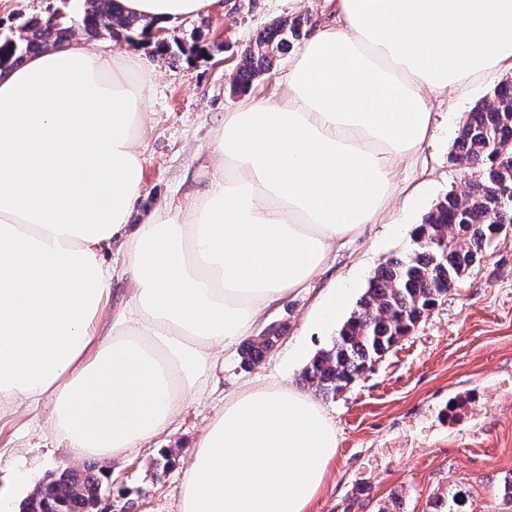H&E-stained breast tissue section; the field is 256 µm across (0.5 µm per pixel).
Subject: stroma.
I'll return each instance as SVG.
<instances>
[{
	"mask_svg": "<svg viewBox=\"0 0 512 512\" xmlns=\"http://www.w3.org/2000/svg\"><path fill=\"white\" fill-rule=\"evenodd\" d=\"M296 16L315 26L333 22L336 0H223L222 9L165 26L169 43L190 44L197 31L213 43L210 55L192 62L157 56L152 42L139 43L156 68L143 147L145 195L134 223L205 188L212 132L243 97L281 95L289 52L246 95L231 94L230 81L241 52L272 20ZM496 85L480 79L431 98L430 137L398 168L393 209L337 247L326 273L270 313L267 325L282 327L283 336L262 360L247 367L242 344L226 348L217 386L190 403L172 433L125 461L102 460L114 512H176L182 467L225 396L269 382L302 387L306 362L294 359L293 349L315 355L339 331L312 322L315 301L334 285L346 291L347 310H355L374 271L410 250L412 232L432 205L473 179L454 161L452 145L463 117ZM318 402L336 425L337 452L309 512H378L394 496L403 512H431L434 498L454 489L466 493L475 512H512L499 492L512 477V232L372 371ZM48 416L41 407L0 417V512H18L48 473L70 462L67 448L49 434ZM163 448L178 451L165 469L154 464Z\"/></svg>",
	"mask_w": 512,
	"mask_h": 512,
	"instance_id": "35a3bbf8",
	"label": "stroma"
}]
</instances>
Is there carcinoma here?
Masks as SVG:
<instances>
[{
  "mask_svg": "<svg viewBox=\"0 0 512 512\" xmlns=\"http://www.w3.org/2000/svg\"><path fill=\"white\" fill-rule=\"evenodd\" d=\"M78 19L94 35L106 32L135 43L133 34L154 22L125 16L118 0H83ZM75 22L63 14L49 23L30 17L18 31L0 33V68L17 65L27 55L60 44L71 36ZM308 19H281L267 26L240 55L231 92L247 91L266 74L273 57L307 35ZM212 44L192 39L190 49L159 48L162 55L210 54ZM454 157L477 170L465 195L450 191L425 215L413 232L412 248L383 263L332 343L319 350L302 371L305 384L325 397L359 379L375 363L410 335L469 271L486 258L488 248L512 226V79L499 83L466 113L454 143ZM279 339V329L269 328L248 341L244 363L258 362ZM106 488L97 465L65 469L23 501L20 512H92L89 506ZM460 491L448 492L441 512H463Z\"/></svg>",
  "mask_w": 512,
  "mask_h": 512,
  "instance_id": "obj_1",
  "label": "carcinoma"
}]
</instances>
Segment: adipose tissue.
Returning a JSON list of instances; mask_svg holds the SVG:
<instances>
[{"mask_svg":"<svg viewBox=\"0 0 512 512\" xmlns=\"http://www.w3.org/2000/svg\"><path fill=\"white\" fill-rule=\"evenodd\" d=\"M218 2L119 7L164 26ZM336 11L295 54L282 99L225 113L205 189L145 224L132 221L152 90L140 55L72 38L0 73V415L49 404L76 461H123L171 432L225 348L391 209L430 96L512 75V0ZM336 452L307 393L248 387L204 428L178 512H307Z\"/></svg>","mask_w":512,"mask_h":512,"instance_id":"1","label":"adipose tissue"}]
</instances>
